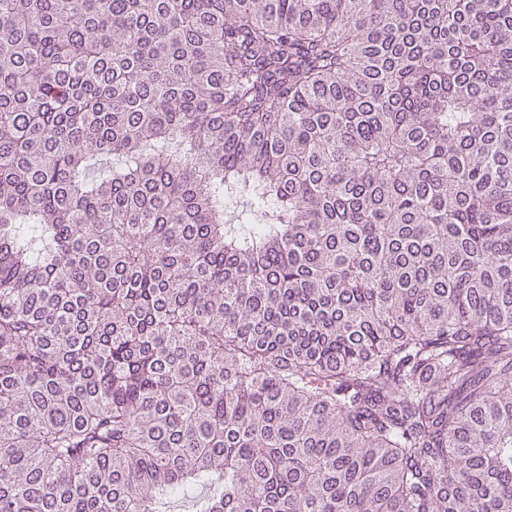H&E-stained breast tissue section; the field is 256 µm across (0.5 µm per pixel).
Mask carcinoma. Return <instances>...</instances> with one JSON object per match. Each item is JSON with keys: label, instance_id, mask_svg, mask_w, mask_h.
Returning a JSON list of instances; mask_svg holds the SVG:
<instances>
[{"label": "carcinoma", "instance_id": "obj_1", "mask_svg": "<svg viewBox=\"0 0 512 512\" xmlns=\"http://www.w3.org/2000/svg\"><path fill=\"white\" fill-rule=\"evenodd\" d=\"M189 496L512 512V0H0V512Z\"/></svg>", "mask_w": 512, "mask_h": 512}]
</instances>
